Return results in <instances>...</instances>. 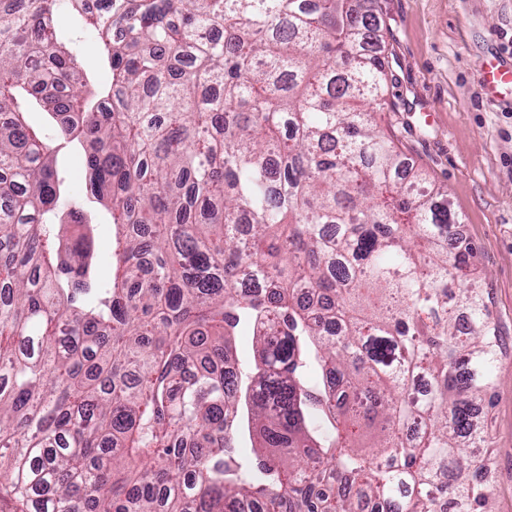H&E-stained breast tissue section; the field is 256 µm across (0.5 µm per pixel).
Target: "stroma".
Wrapping results in <instances>:
<instances>
[{
	"label": "stroma",
	"mask_w": 512,
	"mask_h": 512,
	"mask_svg": "<svg viewBox=\"0 0 512 512\" xmlns=\"http://www.w3.org/2000/svg\"><path fill=\"white\" fill-rule=\"evenodd\" d=\"M379 48L385 54L387 105L375 118L403 153L406 168L444 187L461 219L459 236L475 248V285L503 343L498 384L486 422L492 449L495 512H512V98L488 93V63L512 65V0H381ZM56 27L95 81L108 77L97 44L73 13ZM27 121L50 133L55 165L76 195L90 172L82 147H60L54 121L37 107Z\"/></svg>",
	"instance_id": "stroma-1"
}]
</instances>
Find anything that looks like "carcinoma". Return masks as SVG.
Wrapping results in <instances>:
<instances>
[{
    "mask_svg": "<svg viewBox=\"0 0 512 512\" xmlns=\"http://www.w3.org/2000/svg\"><path fill=\"white\" fill-rule=\"evenodd\" d=\"M368 2L0 0V491L26 512H492L470 449L503 349L445 192L375 121ZM35 104L91 198L61 203ZM56 27L70 40V45L78 52L81 59L88 68L92 69V76L96 83L103 82L109 78L107 68L97 63V42H93L92 36L86 37L87 31L73 13L60 11L55 16ZM27 121L39 130H46L49 133L48 145L57 152L54 153L55 165L58 171L63 173L69 183L73 194L85 196L89 190L90 172L86 162V155L81 146L73 148H61L57 145L61 142L59 133L53 136L55 122L48 111L41 107L32 109L27 114ZM235 346L240 363L245 366L254 364L255 356L257 357V354L255 353L252 332L248 327H241L238 335L235 336Z\"/></svg>",
    "mask_w": 512,
    "mask_h": 512,
    "instance_id": "1",
    "label": "carcinoma"
}]
</instances>
